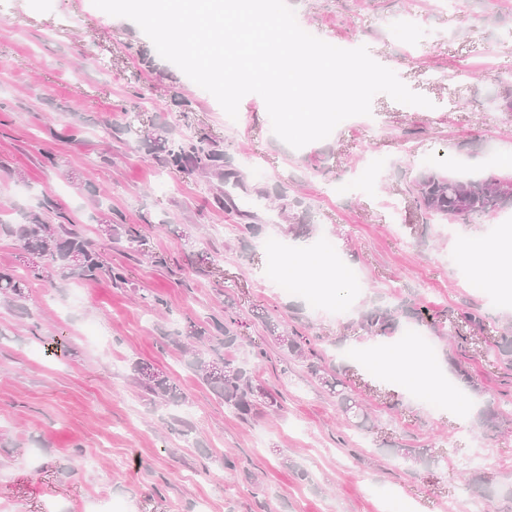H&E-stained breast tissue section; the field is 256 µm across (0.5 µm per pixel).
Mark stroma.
<instances>
[{"mask_svg":"<svg viewBox=\"0 0 512 512\" xmlns=\"http://www.w3.org/2000/svg\"><path fill=\"white\" fill-rule=\"evenodd\" d=\"M308 33L396 72L430 107L374 96L371 113L295 149L272 131L263 99L237 120L157 53L132 20L92 0H0V219L44 207L75 224L128 283L32 280L24 301L0 300V512H472L471 480L512 482V369L487 349L512 325V303L472 287L453 257L487 237L489 219L443 224L416 207L410 182L431 168L512 172V8L500 0H288ZM168 130L223 152L204 176L165 168L151 142ZM374 180L361 172L374 160ZM231 193L234 206H215ZM134 228L145 246L102 236L98 221ZM260 225V235L247 227ZM305 224L306 233L290 232ZM331 240L361 285L341 312L280 293L278 253ZM402 311L387 336L359 325L373 308ZM476 309L467 341L455 323ZM237 319L238 356L280 406L241 419L186 367L176 337ZM430 336L441 408L398 388L377 363L408 327ZM304 336L366 405L346 421L334 395L284 355L273 336ZM66 338L55 347V335ZM259 344L264 357H254ZM477 386L453 383L451 361ZM173 379L175 409L146 394L131 365ZM505 417L485 431L481 410ZM192 424L190 436L181 422ZM422 448L413 465L395 448ZM235 461L227 469L226 461Z\"/></svg>","mask_w":512,"mask_h":512,"instance_id":"1","label":"stroma"}]
</instances>
